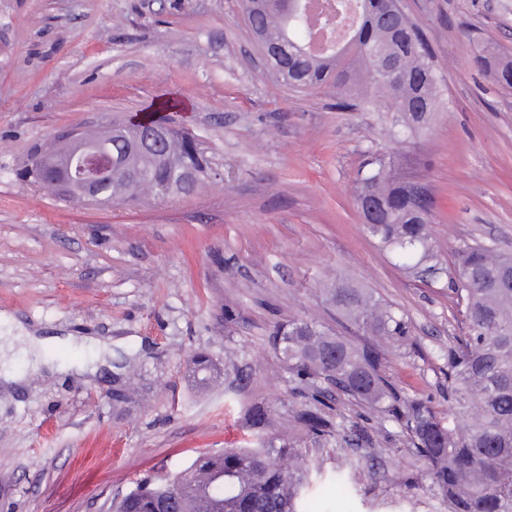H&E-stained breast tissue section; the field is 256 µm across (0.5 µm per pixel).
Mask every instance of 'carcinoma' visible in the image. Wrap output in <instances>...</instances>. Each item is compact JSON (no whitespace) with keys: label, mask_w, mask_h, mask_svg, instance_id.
<instances>
[{"label":"carcinoma","mask_w":512,"mask_h":512,"mask_svg":"<svg viewBox=\"0 0 512 512\" xmlns=\"http://www.w3.org/2000/svg\"><path fill=\"white\" fill-rule=\"evenodd\" d=\"M253 32L266 44L281 47L268 64L279 82L296 89L327 83L364 85L361 104L394 112L390 136L426 127L440 104L439 76L422 32L398 12L396 0H337L331 20L358 15V24L335 50L306 52L311 37L308 15L297 0H270L244 9ZM482 63L499 85L512 87V60L481 47ZM164 101L146 123H123L127 138L115 149L127 154L139 173H112L105 186L110 203H133L146 196L167 199L197 189L208 160L191 133L178 129L162 112ZM164 126L169 136L156 149L135 144L140 132ZM397 151L372 155L354 182L355 202L375 201L380 210L367 225L380 248L400 266L414 270L440 266L431 245L433 202L417 201L414 183L399 177ZM512 256L475 243L458 251L454 285L466 300L468 333L444 355L448 379V423L419 397H409L381 372V345H403L410 332L404 314L373 293L342 279L323 289L324 300L347 321L362 323L375 338L356 344L314 321L292 320L273 329L270 341L282 361L308 384V402L297 421L314 438L329 441L337 429L328 414L335 387L371 413L395 423L421 460L425 475L447 503L448 512H512V288L505 284ZM198 383L208 386L218 369L205 356L194 360ZM308 468L293 441L283 436L258 448H226L198 456L181 472L145 478L112 512H305L302 498Z\"/></svg>","instance_id":"1"}]
</instances>
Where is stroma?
<instances>
[{"label":"stroma","mask_w":512,"mask_h":512,"mask_svg":"<svg viewBox=\"0 0 512 512\" xmlns=\"http://www.w3.org/2000/svg\"><path fill=\"white\" fill-rule=\"evenodd\" d=\"M442 78V105L412 143L390 141L392 115L336 106V89L272 80L240 0H0V315L35 336H92L136 352L134 376L100 367L89 345L54 350L68 371L36 366L24 340L0 386V512H109L146 476L203 453L292 436L316 492L312 512H447L420 485L400 428L344 395L340 437L305 434V386L270 342L304 319L347 338L322 288L348 279L405 312L411 334L384 374L448 416L443 358L467 329L448 274L424 282L396 267L352 200L375 151L434 201L431 241L512 252V88L477 61L484 43L512 57V0H404ZM179 104L176 120L211 160L191 196L102 208L66 203L21 176L65 126L99 127ZM223 376L199 386L196 354ZM264 422L253 426V410ZM374 442L345 443L353 426ZM346 457L359 464L340 470Z\"/></svg>","instance_id":"35a3bbf8"}]
</instances>
